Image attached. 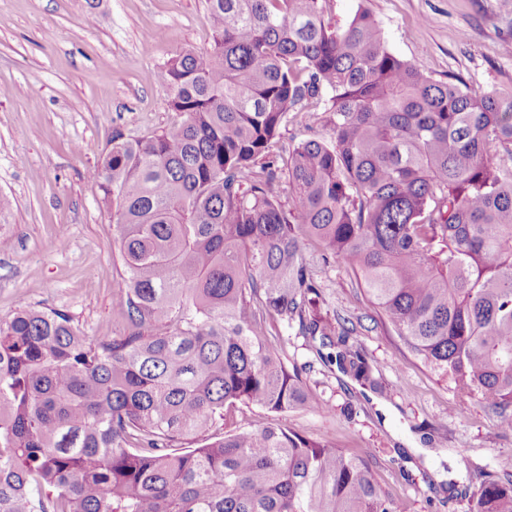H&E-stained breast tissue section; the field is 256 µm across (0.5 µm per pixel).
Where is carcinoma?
Segmentation results:
<instances>
[{
    "instance_id": "1",
    "label": "carcinoma",
    "mask_w": 512,
    "mask_h": 512,
    "mask_svg": "<svg viewBox=\"0 0 512 512\" xmlns=\"http://www.w3.org/2000/svg\"><path fill=\"white\" fill-rule=\"evenodd\" d=\"M207 2L210 47L160 71L181 121L114 130L91 171L116 227L123 334L94 342L48 308L0 320V512H397L363 461L268 420L323 404L267 319L356 333L318 311L312 238L512 432V162L498 156L512 95L434 79L366 10L337 32L326 0ZM317 109L329 137L282 159L289 117ZM338 361L378 386L360 351ZM241 406L267 420L234 425ZM472 512H512L511 470Z\"/></svg>"
}]
</instances>
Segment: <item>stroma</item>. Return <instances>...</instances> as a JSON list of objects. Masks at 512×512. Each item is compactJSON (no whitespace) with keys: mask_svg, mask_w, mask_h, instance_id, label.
Here are the masks:
<instances>
[{"mask_svg":"<svg viewBox=\"0 0 512 512\" xmlns=\"http://www.w3.org/2000/svg\"><path fill=\"white\" fill-rule=\"evenodd\" d=\"M361 8L396 56L433 78L512 92V0H327L325 20L340 29ZM211 42L206 0H0V319L50 308L92 340L121 332L116 231L90 172L114 129L141 138L178 122L157 74ZM303 257L322 286L321 313L356 325L349 342L382 388L268 320L269 343L329 406L288 412L285 424L364 460L399 512H469L481 483L512 460V432L411 354L319 243H305Z\"/></svg>","mask_w":512,"mask_h":512,"instance_id":"stroma-1","label":"stroma"}]
</instances>
